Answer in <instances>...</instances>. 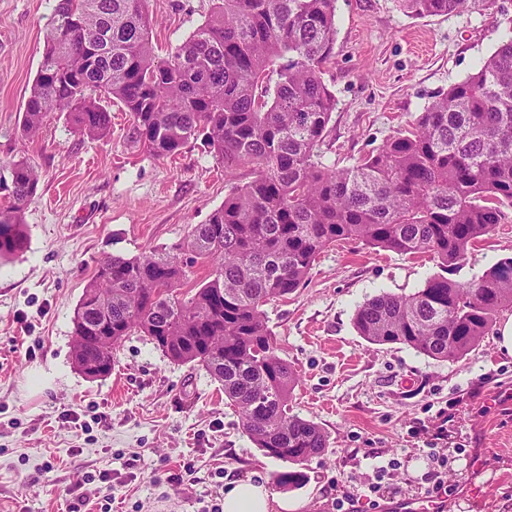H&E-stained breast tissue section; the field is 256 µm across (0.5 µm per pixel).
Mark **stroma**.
Instances as JSON below:
<instances>
[{
    "instance_id": "1",
    "label": "stroma",
    "mask_w": 512,
    "mask_h": 512,
    "mask_svg": "<svg viewBox=\"0 0 512 512\" xmlns=\"http://www.w3.org/2000/svg\"><path fill=\"white\" fill-rule=\"evenodd\" d=\"M56 0H0V162L26 158L41 175L25 213L27 246L0 263V512H97L72 489L111 476L112 512H210L250 477L276 487L286 462L256 448L221 385L170 361L146 337L127 336L111 375L83 376L72 360L73 318L106 254L139 256L181 242L233 186L250 181L201 142L158 159L128 138L130 115L107 104L109 134L90 139L66 113L38 135L21 132ZM212 0H147L159 53L202 24ZM512 27V0L416 18L398 0H338L336 44L324 78L336 109L321 160L349 167L414 122L433 97L471 74ZM512 255V220L470 250L453 277L468 282ZM427 255L347 241L325 249L303 286L265 307L280 358L299 374L293 414L314 421L329 447L287 489L299 512H335L337 486L366 494L381 483L385 512L422 497L429 466L417 422L448 425L445 512H512V356L495 334L456 362L358 335L357 306L408 295L439 273ZM397 462V470L378 469Z\"/></svg>"
}]
</instances>
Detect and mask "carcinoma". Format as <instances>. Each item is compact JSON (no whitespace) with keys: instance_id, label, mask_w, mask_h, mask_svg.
<instances>
[{"instance_id":"cac0c4a2","label":"carcinoma","mask_w":512,"mask_h":512,"mask_svg":"<svg viewBox=\"0 0 512 512\" xmlns=\"http://www.w3.org/2000/svg\"><path fill=\"white\" fill-rule=\"evenodd\" d=\"M146 0H57L25 103L35 136L65 109L80 134L105 136L104 99L130 112L128 138L157 158L201 134L224 176L248 167L183 242L137 257L106 256L74 315L76 368L96 380L132 332L224 389L244 433L292 468L285 488L327 448L315 422L290 413L298 374L276 353L264 306L295 292L338 241L428 254L452 272L512 209V28L479 69L428 103L412 126L346 168L318 148L336 109L323 66L334 54L337 0H215L208 18L161 58ZM407 14L448 15L491 0H399ZM0 179V260L26 244L25 211L40 175L22 158ZM197 265L209 274L184 289ZM512 310V257L461 283L434 275L410 295L381 293L354 314L373 345L399 344L455 362Z\"/></svg>"}]
</instances>
